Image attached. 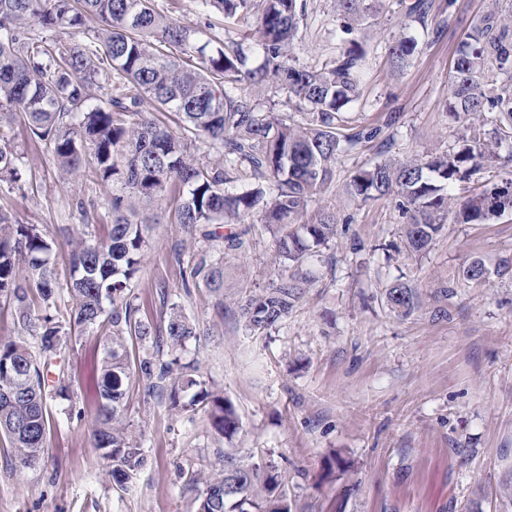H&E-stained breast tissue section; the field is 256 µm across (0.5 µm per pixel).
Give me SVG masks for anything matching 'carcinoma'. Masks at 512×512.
Wrapping results in <instances>:
<instances>
[{"label":"carcinoma","instance_id":"carcinoma-1","mask_svg":"<svg viewBox=\"0 0 512 512\" xmlns=\"http://www.w3.org/2000/svg\"><path fill=\"white\" fill-rule=\"evenodd\" d=\"M202 4L228 20L257 13L260 65H250L249 51L240 45L199 43L195 29L155 10L152 0H0V119L21 114L30 137L61 172H91L108 193L78 200L77 209L110 219L106 238L75 246L62 285L49 232L15 224L0 212V300L11 307L15 325L33 328L38 336L35 346L21 337L0 340V440L9 443L18 470L35 467L44 454L51 429L48 400L68 396L63 340L88 330L105 347L95 377L101 404L93 447L116 486L123 487L145 463L141 443L125 423L127 402L140 382L151 394L167 395L175 410L202 407L217 435L238 434L233 403L207 386L195 364L162 359L164 349L176 350L196 337V325L175 306L159 324L138 317L131 288L159 223L152 205L169 194L178 197V223L207 244L190 276L214 292L224 288V266L213 263L209 253L249 247L248 230L224 235L217 226L243 224L260 214L273 235L279 271L267 287L238 301L232 314L250 334L264 336L303 299L314 282L312 257L336 237L330 213L303 220L309 202L333 180L339 154L379 134L376 129L339 134L359 97L366 55L351 34L370 23L376 0H335L346 38L336 58L320 69L291 59L303 12L299 0ZM404 8L405 18L423 22L431 3L412 0ZM90 19L98 29L79 38ZM31 22L46 35H31ZM499 22L492 12L474 23L458 50L448 90V115L461 130L456 147L424 161L383 159L351 171V196L397 198L414 255L427 252L450 214L457 224H484L512 209L510 179L487 185L448 210L449 192L497 165L499 148L512 144V29ZM60 29L69 30V41L57 39ZM416 49L412 37L393 39L392 63L405 65ZM496 72L507 79L491 86ZM100 76L109 97L88 108V85ZM270 84L286 94L289 111L262 109L247 99L245 89ZM294 111L304 115V123H295ZM155 112L173 115L179 132L154 118ZM199 138L222 148V162L191 157L190 143ZM20 178L13 153L0 150V180ZM231 182L241 188L229 189ZM115 185L118 189L109 191ZM493 275L512 278V257L490 263L475 256L459 269L457 280L482 285ZM61 287L67 289V317L35 318V302L51 308ZM381 303L407 318L419 308L420 293L396 281ZM146 339L155 344L156 355L134 354L132 344ZM188 486L197 491L196 512H292L281 472L271 462L249 465L226 452L209 475L191 473Z\"/></svg>","mask_w":512,"mask_h":512}]
</instances>
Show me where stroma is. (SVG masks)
Returning <instances> with one entry per match:
<instances>
[{
	"label": "stroma",
	"mask_w": 512,
	"mask_h": 512,
	"mask_svg": "<svg viewBox=\"0 0 512 512\" xmlns=\"http://www.w3.org/2000/svg\"><path fill=\"white\" fill-rule=\"evenodd\" d=\"M292 52L297 63L319 67L334 57L341 33L333 0H303ZM157 11L199 30L216 45H255L256 18L228 24L201 0H154ZM426 23L406 22L399 0H380L372 24L358 30L367 50L360 97L349 125L380 128L378 138L336 161V176L308 206V217L330 211L338 234L325 249L335 271L312 262L315 282L303 303L271 335L256 337L220 305H234L266 287L278 272L274 241L252 217L251 245L224 258V294L200 286L184 290L201 245L187 241L174 218L176 203H159L144 266L131 294L142 319L159 322L178 305L198 336L179 356L235 405L242 431L215 435L203 410L177 413L167 399L138 389L126 419L141 440L146 462L117 488L92 446L96 394L93 366L104 355L89 334L66 349L70 399L49 401L53 427L33 469L19 472L0 446V512H191L188 473L209 469L229 448L249 463L274 462L288 481L295 512H512V280L491 278L462 288L445 302L437 289L456 279L472 256L512 255V213L481 225L448 224L431 249L408 254L403 217L393 198L361 202L347 192L358 164L444 154L460 130L447 114L457 52L493 0H432ZM415 38L406 67L388 58L392 36ZM0 148L12 151L20 183L0 181V212L20 224L45 226L55 238L60 278L69 275L71 241L104 236L86 222L80 197L102 195L86 178H62L52 157L23 123L0 121ZM185 241L182 260L170 247ZM415 285L420 309L400 319L380 296L395 281ZM446 317H434L437 305ZM350 464L328 472L326 459Z\"/></svg>",
	"instance_id": "35a3bbf8"
}]
</instances>
